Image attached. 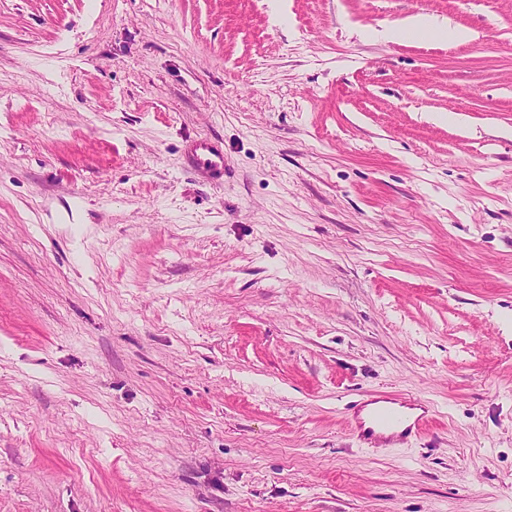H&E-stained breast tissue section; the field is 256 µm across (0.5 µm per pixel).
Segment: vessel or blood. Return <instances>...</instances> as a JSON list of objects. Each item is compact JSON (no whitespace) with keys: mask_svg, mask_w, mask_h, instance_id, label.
Instances as JSON below:
<instances>
[{"mask_svg":"<svg viewBox=\"0 0 512 512\" xmlns=\"http://www.w3.org/2000/svg\"><path fill=\"white\" fill-rule=\"evenodd\" d=\"M190 163L192 170L211 179L224 177V152L215 143L197 141L191 151ZM368 405V400L362 398L351 406L353 431L366 445H390L423 434L431 422L432 406L423 398L413 399L412 411L408 414L391 404L371 413L367 410Z\"/></svg>","mask_w":512,"mask_h":512,"instance_id":"obj_1","label":"vessel or blood"}]
</instances>
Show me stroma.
Returning a JSON list of instances; mask_svg holds the SVG:
<instances>
[{
	"label": "stroma",
	"instance_id": "stroma-1",
	"mask_svg": "<svg viewBox=\"0 0 512 512\" xmlns=\"http://www.w3.org/2000/svg\"><path fill=\"white\" fill-rule=\"evenodd\" d=\"M511 322L512 0H0V512H512ZM447 30V25H440L427 15H417L412 17L402 29L388 28L376 31L372 35L393 41L404 33H444ZM191 169L213 180L224 179V151L208 140L197 141L191 151ZM375 403H385V405L368 419L363 417L362 413L366 408ZM397 400L390 397H373V399L361 398L354 401L349 410L352 411L353 431L363 444L376 445L383 443L390 445L395 442L403 441L411 436L423 434L432 417L431 402L424 398H415L412 403H400L401 408L409 410H420V413L407 415L396 406Z\"/></svg>",
	"mask_w": 512,
	"mask_h": 512
}]
</instances>
